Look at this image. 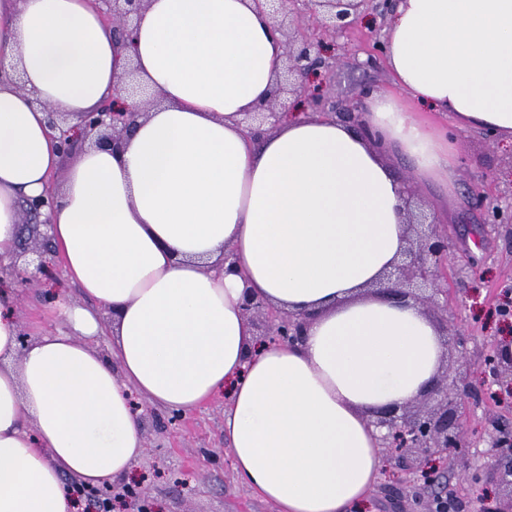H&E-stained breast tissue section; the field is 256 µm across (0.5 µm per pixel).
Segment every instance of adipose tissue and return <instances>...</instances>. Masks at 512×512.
<instances>
[{
    "label": "adipose tissue",
    "mask_w": 512,
    "mask_h": 512,
    "mask_svg": "<svg viewBox=\"0 0 512 512\" xmlns=\"http://www.w3.org/2000/svg\"><path fill=\"white\" fill-rule=\"evenodd\" d=\"M383 42L397 91L366 97L361 128L303 113L254 140L239 119L284 52L254 0H148L130 47L89 0H0V262L34 275L22 205L61 174L53 255L114 319L63 303V329L23 346L0 289V512H74L64 476H127L133 389L183 413L228 395L234 470L277 512H361L385 465L369 414L422 395L442 357L426 315L371 290L405 246L389 159L451 207L456 152L428 114L512 140V0H401ZM132 68L157 102L128 100L147 115L120 151L62 156L41 103L76 119ZM247 292L312 313L302 342L258 345Z\"/></svg>",
    "instance_id": "adipose-tissue-1"
}]
</instances>
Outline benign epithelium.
I'll return each mask as SVG.
<instances>
[{
	"label": "benign epithelium",
	"mask_w": 512,
	"mask_h": 512,
	"mask_svg": "<svg viewBox=\"0 0 512 512\" xmlns=\"http://www.w3.org/2000/svg\"><path fill=\"white\" fill-rule=\"evenodd\" d=\"M147 0H93L103 21L112 27L113 36L132 39L135 25ZM396 0H304L307 12L324 33L336 35L354 29L366 15L384 16ZM267 13L284 45V64L270 97L251 112L243 113L245 131L260 138L288 118L290 99L306 101L308 106L329 119L356 122L359 103L353 99L344 108L319 92L322 72L336 66L322 52V43L300 35L302 17L292 14L288 0H254ZM32 103L46 112L49 128L65 156L76 153L90 142L100 147H120L125 136L145 113L123 103L105 102L96 112H82L79 122L69 119L49 104L35 98ZM487 179H478L471 190L473 205L484 214L486 224L512 222V196L504 202L489 197L483 190ZM53 203L52 192L25 202L23 229L34 242L33 264L38 273L50 279L46 255L52 251L50 236L41 230L47 222L39 220L41 209ZM410 234L407 246L393 269L385 274L389 287L378 291L400 300L413 289L423 291L420 302L433 307L448 296V228L430 220L421 212L407 210ZM242 311L251 321L259 320L265 331L261 342L295 343L303 338L310 313L279 310L265 300L245 294ZM485 384L472 388L462 382L452 369H444L429 389L418 399L403 406L376 410L371 425L378 432L380 447L385 449L388 481L399 486V494L410 497L416 512H456L460 499L442 484L443 465L448 460L463 459L470 445L461 427L462 412L469 403L487 397L498 406L512 405V341H497L492 354L484 359ZM487 462L478 471L463 476L468 489L475 492L490 484L494 487L491 512H512V422L501 417L489 418L487 424Z\"/></svg>",
	"instance_id": "1"
}]
</instances>
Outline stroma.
Wrapping results in <instances>:
<instances>
[{"mask_svg": "<svg viewBox=\"0 0 512 512\" xmlns=\"http://www.w3.org/2000/svg\"><path fill=\"white\" fill-rule=\"evenodd\" d=\"M374 24L364 19L361 27L325 37L327 55L355 60L352 68L337 70L327 88L337 102H344L363 87L386 89L389 80L384 58H373ZM461 164L456 172L461 193H468L475 176L484 174L496 192L512 189V144L487 143L482 133L456 131ZM482 221L480 210L462 203L451 215L449 235L455 256L475 255L477 271L466 281L448 277V305L453 318L443 311L428 309L434 324L447 327L443 347L449 363L462 364L469 381L479 383L482 358L490 342L512 339V323L500 321L495 300L512 291V226L488 230L482 240H474L471 230ZM45 285L34 284L19 297L16 316L22 335L33 338L44 331L59 329L47 298ZM463 333L465 347H457L456 333ZM224 398L179 414L162 406H146L139 414L145 450L130 474L137 480L150 512H276L275 506L255 495L239 480L231 465V452L224 439Z\"/></svg>", "mask_w": 512, "mask_h": 512, "instance_id": "35a3bbf8", "label": "stroma"}]
</instances>
